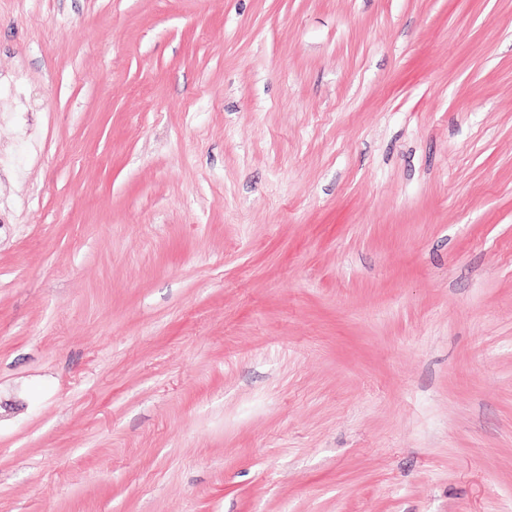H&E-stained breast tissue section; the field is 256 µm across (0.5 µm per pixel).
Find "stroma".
Masks as SVG:
<instances>
[{
  "label": "stroma",
  "mask_w": 512,
  "mask_h": 512,
  "mask_svg": "<svg viewBox=\"0 0 512 512\" xmlns=\"http://www.w3.org/2000/svg\"><path fill=\"white\" fill-rule=\"evenodd\" d=\"M0 512H512V0H0Z\"/></svg>",
  "instance_id": "stroma-1"
}]
</instances>
